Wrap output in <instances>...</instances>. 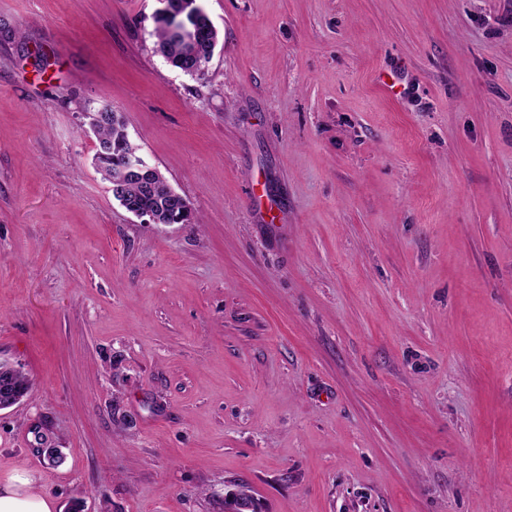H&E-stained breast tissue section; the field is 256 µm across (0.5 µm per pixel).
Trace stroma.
<instances>
[{
	"mask_svg": "<svg viewBox=\"0 0 512 512\" xmlns=\"http://www.w3.org/2000/svg\"><path fill=\"white\" fill-rule=\"evenodd\" d=\"M0 0V482L54 512H512V0ZM123 114L194 224L92 163ZM189 1H191L190 7L177 13L168 9L166 0H160L164 6L154 14L165 19L169 28L164 22L154 18L156 24L154 34L158 38L160 51L172 66L184 73H189L196 64L206 60L219 40V32L210 27L205 17H199L194 45L188 47L182 42L192 43L194 41L195 14L196 12L205 13L197 0ZM120 186L119 179H112L110 190L117 201L122 197ZM122 191L127 201L145 211L136 209L124 200L118 202L144 224L155 223L152 214L158 224H194L198 221L193 211L185 213L186 205L180 197L172 195L164 187L151 184L146 177L127 178Z\"/></svg>",
	"mask_w": 512,
	"mask_h": 512,
	"instance_id": "35a3bbf8",
	"label": "stroma"
}]
</instances>
